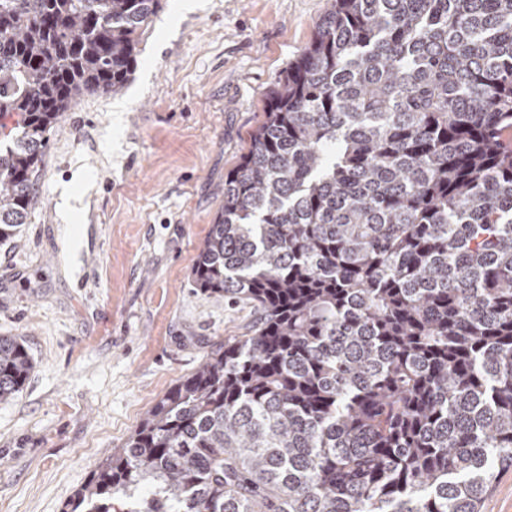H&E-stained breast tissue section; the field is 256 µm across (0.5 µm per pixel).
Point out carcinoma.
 <instances>
[{"label": "carcinoma", "instance_id": "obj_1", "mask_svg": "<svg viewBox=\"0 0 512 512\" xmlns=\"http://www.w3.org/2000/svg\"><path fill=\"white\" fill-rule=\"evenodd\" d=\"M161 0H0V242ZM192 278L244 301L63 512H479L512 467V0H327ZM0 336V402L33 371Z\"/></svg>", "mask_w": 512, "mask_h": 512}]
</instances>
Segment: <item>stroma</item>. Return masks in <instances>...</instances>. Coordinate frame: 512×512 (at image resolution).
<instances>
[{
	"label": "stroma",
	"mask_w": 512,
	"mask_h": 512,
	"mask_svg": "<svg viewBox=\"0 0 512 512\" xmlns=\"http://www.w3.org/2000/svg\"><path fill=\"white\" fill-rule=\"evenodd\" d=\"M177 4L143 28L120 94L50 129L27 222L0 243V336L34 362L0 403V512H62L144 412L254 319L190 272L326 0Z\"/></svg>",
	"instance_id": "stroma-1"
}]
</instances>
